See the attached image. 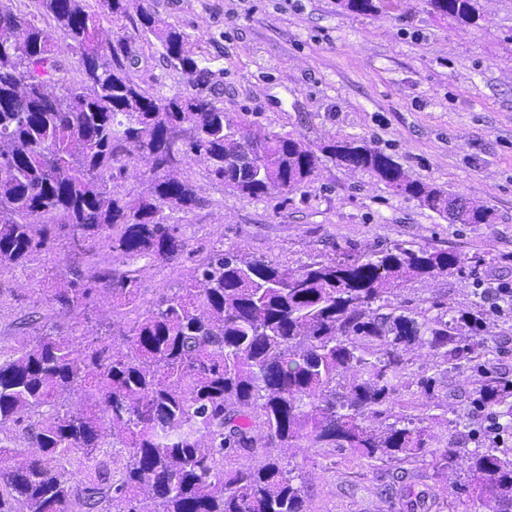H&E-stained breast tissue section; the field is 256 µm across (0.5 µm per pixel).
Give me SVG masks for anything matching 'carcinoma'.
I'll use <instances>...</instances> for the list:
<instances>
[{
    "mask_svg": "<svg viewBox=\"0 0 512 512\" xmlns=\"http://www.w3.org/2000/svg\"><path fill=\"white\" fill-rule=\"evenodd\" d=\"M32 10L0 0V275L25 271L44 251L88 255L86 269L57 277L44 296L68 322L21 323L0 340V453L24 438L35 451L0 471V512H305V489L274 449L347 448L380 461L408 463L427 447L426 427L403 417L381 433L363 426L391 417L388 404L405 368L404 348L427 346L453 364L473 311L437 307L415 316L390 297L417 277L460 270L461 255L395 244L369 256L313 261L296 268L212 246L195 275L163 293L145 314L121 324L140 293L134 269L113 265L175 258L182 246L173 213L204 204L169 134H186L185 150L207 161L208 178L261 198L269 185L292 193L317 176L319 157L300 139L254 132L224 107L203 59L184 33L132 0H29ZM369 15L382 0H338ZM445 17L473 24L476 0H426ZM126 20L132 33L103 42L102 19ZM154 37L167 66L197 76L192 92L152 93L133 74L136 39ZM80 79L61 78L66 61ZM54 76L55 94L36 95L24 79ZM249 143L254 163L225 168L231 142ZM328 158L382 179L442 218L459 195L410 179L368 142L335 141ZM144 153L155 166H130ZM134 177L145 192L118 189ZM474 206L465 224H488ZM112 298L104 333L81 330L100 293ZM353 378L343 383L346 373ZM85 392L72 410L63 394ZM477 401L512 430V386L482 371ZM436 458L446 479L457 448ZM262 459L224 467V461ZM462 487L487 512H512V448L499 442L466 454Z\"/></svg>",
    "mask_w": 512,
    "mask_h": 512,
    "instance_id": "cac0c4a2",
    "label": "carcinoma"
}]
</instances>
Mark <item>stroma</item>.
I'll list each match as a JSON object with an SVG mask.
<instances>
[{
	"mask_svg": "<svg viewBox=\"0 0 512 512\" xmlns=\"http://www.w3.org/2000/svg\"><path fill=\"white\" fill-rule=\"evenodd\" d=\"M186 33L223 92L224 103L266 131L312 147L365 140L389 154L410 179L441 186L485 205L489 224L440 218L398 196L369 172L323 160L298 191L256 199L225 191L206 176L203 158H186L206 204L179 222L181 252L171 261L139 260L145 312L164 289L190 279L195 259L213 244L297 267L314 260L362 256L395 244L460 254V271L416 278L393 305L434 314L436 305L480 310L487 356L450 367L420 345L393 396L395 412L425 418L429 451L405 465L370 461L351 451L281 448L297 465L306 512H472L466 494L439 480L435 453L464 421L467 448L484 438L488 408L474 383L483 367L512 382V305L495 291L512 286V0H478L481 19L466 26L432 14L425 0H385L375 14L342 11L336 0H136ZM135 75L145 88L190 92L151 39L139 46ZM59 248L23 274L0 276V336L30 311L58 319L43 290L56 273L86 264ZM436 380L433 398L418 388Z\"/></svg>",
	"mask_w": 512,
	"mask_h": 512,
	"instance_id": "35a3bbf8",
	"label": "stroma"
}]
</instances>
